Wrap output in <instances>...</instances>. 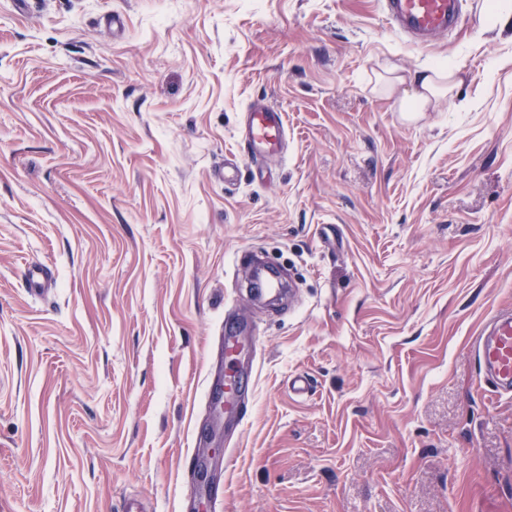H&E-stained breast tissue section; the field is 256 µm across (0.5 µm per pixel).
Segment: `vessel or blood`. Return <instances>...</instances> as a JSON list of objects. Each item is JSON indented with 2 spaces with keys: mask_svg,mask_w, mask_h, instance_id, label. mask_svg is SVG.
Returning a JSON list of instances; mask_svg holds the SVG:
<instances>
[{
  "mask_svg": "<svg viewBox=\"0 0 512 512\" xmlns=\"http://www.w3.org/2000/svg\"><path fill=\"white\" fill-rule=\"evenodd\" d=\"M384 10L400 33L409 35L417 44L427 45L438 33L452 31L458 26L462 0H384ZM285 138L284 114L277 107L260 100L246 112L242 139L247 157L257 171L266 170L268 160L282 151ZM223 344L224 355L230 360L242 349L253 348L254 338L245 318H238L235 327L225 331ZM476 353L495 387L512 393V311L493 316L477 339ZM245 395L239 373L225 374L223 389L208 396L212 424L217 426L225 419H240ZM209 467V460L195 459L193 473L204 479L200 496L214 503L223 493L219 486L207 481Z\"/></svg>",
  "mask_w": 512,
  "mask_h": 512,
  "instance_id": "1",
  "label": "vessel or blood"
}]
</instances>
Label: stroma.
Masks as SVG:
<instances>
[{
	"label": "stroma",
	"mask_w": 512,
	"mask_h": 512,
	"mask_svg": "<svg viewBox=\"0 0 512 512\" xmlns=\"http://www.w3.org/2000/svg\"><path fill=\"white\" fill-rule=\"evenodd\" d=\"M464 3L414 46L381 0H0V512H182L231 314L257 355L212 512H512L474 353L512 310V23ZM445 59L466 109L374 91ZM257 99L286 151L225 184Z\"/></svg>",
	"instance_id": "obj_1"
}]
</instances>
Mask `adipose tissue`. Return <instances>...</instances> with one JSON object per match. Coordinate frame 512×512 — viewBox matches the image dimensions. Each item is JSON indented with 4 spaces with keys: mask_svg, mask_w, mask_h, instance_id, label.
Instances as JSON below:
<instances>
[{
    "mask_svg": "<svg viewBox=\"0 0 512 512\" xmlns=\"http://www.w3.org/2000/svg\"><path fill=\"white\" fill-rule=\"evenodd\" d=\"M456 65L434 62L412 71L387 62L381 67L382 92L395 112H433L458 85Z\"/></svg>",
    "mask_w": 512,
    "mask_h": 512,
    "instance_id": "adipose-tissue-1",
    "label": "adipose tissue"
}]
</instances>
